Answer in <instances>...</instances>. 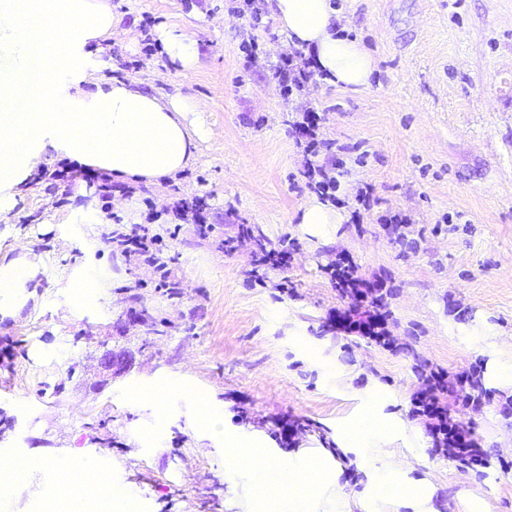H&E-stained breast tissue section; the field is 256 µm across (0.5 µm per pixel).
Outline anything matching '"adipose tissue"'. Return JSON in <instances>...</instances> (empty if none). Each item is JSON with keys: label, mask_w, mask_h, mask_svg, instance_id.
<instances>
[{"label": "adipose tissue", "mask_w": 512, "mask_h": 512, "mask_svg": "<svg viewBox=\"0 0 512 512\" xmlns=\"http://www.w3.org/2000/svg\"><path fill=\"white\" fill-rule=\"evenodd\" d=\"M271 9L289 43L313 55L328 82L352 91L369 86L376 61L343 34L331 0H271ZM113 25L107 0H0V185L23 181L50 144L131 184L155 181L195 161L206 134L196 98L156 95L120 81L87 90L90 76L84 72L59 84L58 74L72 64L70 51L111 38ZM15 79L30 111L15 112L8 104L5 88ZM204 421L224 438L226 469L257 474L273 467L295 476L285 459L269 460L263 449L225 435L220 419L208 415ZM60 467L69 483L98 498L101 512H135L133 495L93 461Z\"/></svg>", "instance_id": "obj_1"}]
</instances>
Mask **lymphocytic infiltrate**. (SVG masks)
Segmentation results:
<instances>
[{
  "label": "lymphocytic infiltrate",
  "mask_w": 512,
  "mask_h": 512,
  "mask_svg": "<svg viewBox=\"0 0 512 512\" xmlns=\"http://www.w3.org/2000/svg\"><path fill=\"white\" fill-rule=\"evenodd\" d=\"M276 75L284 96L303 91L315 72L309 57L294 52L282 58ZM293 126L304 139L309 157L304 176L307 186L324 202H338L343 163L331 155L332 145L320 137L321 117L310 104L296 109ZM117 244L124 257H142L164 271L160 262L164 239L149 234L140 224H122L107 235ZM330 283L349 298L350 306L336 315V327L348 334H357L391 348L395 345L391 314L385 302L387 284L378 276L363 275L348 251L341 250L324 269ZM490 392L483 390L481 374L472 369L456 375L435 367L425 374L423 384L412 400L411 413L424 420L435 451L447 454L461 466L473 469L482 466L484 454L468 425L457 417L458 407L474 410L493 403Z\"/></svg>",
  "instance_id": "obj_1"
}]
</instances>
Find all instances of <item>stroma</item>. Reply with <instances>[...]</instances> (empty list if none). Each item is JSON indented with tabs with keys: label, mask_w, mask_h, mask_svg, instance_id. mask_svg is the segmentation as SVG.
<instances>
[{
	"label": "stroma",
	"mask_w": 512,
	"mask_h": 512,
	"mask_svg": "<svg viewBox=\"0 0 512 512\" xmlns=\"http://www.w3.org/2000/svg\"><path fill=\"white\" fill-rule=\"evenodd\" d=\"M109 3L112 39L82 50L97 77L193 96L212 134L186 169L128 200L113 193L108 214L92 192L53 178L67 158L52 147L23 182L0 188V263L40 260L18 310L0 312V336L14 342L0 356V455L46 460L11 500L47 512L76 492L55 462L84 457L136 495L137 512H245L250 482L226 469L223 436L199 421L206 410L225 434L337 474L338 490L308 512H408L400 482L370 464L374 448L435 512H512V412L499 403L512 396V0H332L377 69L366 89L319 76L303 97L340 149L344 187L373 188L359 227L345 208L336 224L301 221L314 194L291 127L296 102L275 76L288 40L272 13L253 27L229 0ZM174 24L196 43L192 69L159 41ZM180 199L203 202L208 232L176 221ZM389 212L411 217L408 243L386 238L377 219ZM112 214L166 237L170 290L105 243ZM241 224L250 236L238 237ZM289 238L286 270L255 266ZM343 248L362 273L388 277L396 349L337 331L332 317L349 301L323 269ZM89 276L98 288L59 287ZM108 353L124 368L105 369ZM432 366L480 367L498 397L466 416L486 453L480 472L433 453L410 414ZM373 413L385 436L354 440ZM296 421L302 433L280 442Z\"/></svg>",
	"instance_id": "1"
}]
</instances>
